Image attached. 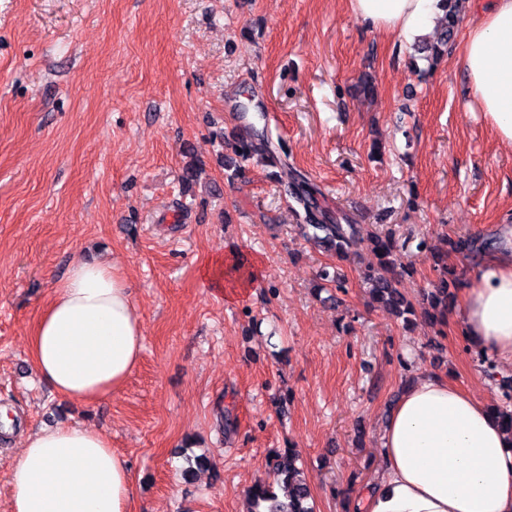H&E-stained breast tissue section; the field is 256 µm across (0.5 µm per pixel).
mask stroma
<instances>
[{"mask_svg": "<svg viewBox=\"0 0 512 512\" xmlns=\"http://www.w3.org/2000/svg\"><path fill=\"white\" fill-rule=\"evenodd\" d=\"M410 54L348 0H0V412L17 419L0 433V512L26 434L58 424L110 438L134 512H250L248 488L287 448L316 512H357L409 378L443 372L501 402L456 317L406 325L373 303L370 251L310 245L286 191L296 175L321 212L393 233L419 309L434 254L463 268L446 238L512 225V143L479 111L457 46L432 67ZM231 124L287 172L239 162ZM192 166L202 174L184 182ZM79 255L119 264L145 332L123 389L90 405L27 362ZM219 256L253 272L250 286L214 287ZM324 268L344 293L315 292ZM186 447L208 457L188 479Z\"/></svg>", "mask_w": 512, "mask_h": 512, "instance_id": "35a3bbf8", "label": "stroma"}]
</instances>
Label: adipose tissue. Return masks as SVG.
<instances>
[{"label": "adipose tissue", "mask_w": 512, "mask_h": 512, "mask_svg": "<svg viewBox=\"0 0 512 512\" xmlns=\"http://www.w3.org/2000/svg\"><path fill=\"white\" fill-rule=\"evenodd\" d=\"M353 14L406 41L431 34L437 0H349ZM489 127L512 143V0H494L460 50ZM463 333L512 364V244L468 276ZM143 319L117 263L75 258L55 282L29 341L37 375L69 400L95 403L119 391L143 348ZM384 477L360 512H512V433L494 406L427 372L403 391L381 431ZM128 462L108 437L82 425L27 435L10 476L11 512H132Z\"/></svg>", "instance_id": "adipose-tissue-1"}]
</instances>
